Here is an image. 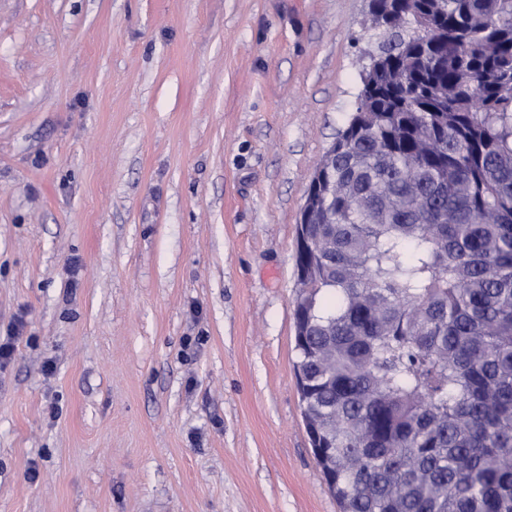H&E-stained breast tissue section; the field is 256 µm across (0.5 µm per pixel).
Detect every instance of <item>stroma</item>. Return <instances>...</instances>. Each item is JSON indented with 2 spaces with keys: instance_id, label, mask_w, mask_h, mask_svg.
Segmentation results:
<instances>
[{
  "instance_id": "1",
  "label": "stroma",
  "mask_w": 512,
  "mask_h": 512,
  "mask_svg": "<svg viewBox=\"0 0 512 512\" xmlns=\"http://www.w3.org/2000/svg\"><path fill=\"white\" fill-rule=\"evenodd\" d=\"M366 18L0 0V331L29 321L0 512H340L296 384L297 224Z\"/></svg>"
}]
</instances>
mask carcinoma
Here are the masks:
<instances>
[{
	"instance_id": "carcinoma-1",
	"label": "carcinoma",
	"mask_w": 512,
	"mask_h": 512,
	"mask_svg": "<svg viewBox=\"0 0 512 512\" xmlns=\"http://www.w3.org/2000/svg\"><path fill=\"white\" fill-rule=\"evenodd\" d=\"M311 186L306 430L342 512H512V0H374Z\"/></svg>"
}]
</instances>
